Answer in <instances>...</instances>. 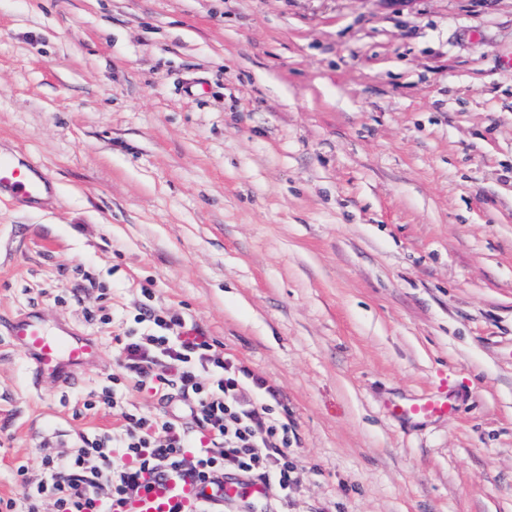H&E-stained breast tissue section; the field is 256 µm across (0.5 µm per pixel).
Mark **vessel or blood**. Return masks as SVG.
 Listing matches in <instances>:
<instances>
[{
	"label": "vessel or blood",
	"instance_id": "b4317fda",
	"mask_svg": "<svg viewBox=\"0 0 512 512\" xmlns=\"http://www.w3.org/2000/svg\"><path fill=\"white\" fill-rule=\"evenodd\" d=\"M49 184L47 174L34 161L22 162L0 157V194L13 193L29 199L43 196ZM12 344L28 360L35 380L67 381L73 371L97 364L101 357L99 343L89 336L61 328L48 329L41 315L26 313L8 326ZM454 411V398L448 389L447 376H438L428 395L395 405V415L409 420L444 417ZM265 487L233 477L219 479L216 485L199 484L178 475L153 479L149 489L126 506L127 512H197L199 502L219 503L239 499H262Z\"/></svg>",
	"mask_w": 512,
	"mask_h": 512
}]
</instances>
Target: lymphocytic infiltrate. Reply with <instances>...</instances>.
I'll use <instances>...</instances> for the list:
<instances>
[{
    "label": "lymphocytic infiltrate",
    "instance_id": "lymphocytic-infiltrate-1",
    "mask_svg": "<svg viewBox=\"0 0 512 512\" xmlns=\"http://www.w3.org/2000/svg\"><path fill=\"white\" fill-rule=\"evenodd\" d=\"M136 329L115 337L121 378L84 400L111 409L112 430L83 434L41 458L36 476L16 470L17 497L0 512H124L152 477L178 470L203 483L234 474L287 500L295 485L293 426L274 409L278 392L187 321L143 306ZM149 394L157 413L138 410L132 391Z\"/></svg>",
    "mask_w": 512,
    "mask_h": 512
}]
</instances>
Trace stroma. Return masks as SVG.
<instances>
[{
  "mask_svg": "<svg viewBox=\"0 0 512 512\" xmlns=\"http://www.w3.org/2000/svg\"><path fill=\"white\" fill-rule=\"evenodd\" d=\"M0 155L51 177L0 196V319L102 346L36 383L0 333V497L115 426L72 412L146 286L277 388L267 512H512V0H0ZM440 372L453 415L389 413Z\"/></svg>",
  "mask_w": 512,
  "mask_h": 512,
  "instance_id": "stroma-1",
  "label": "stroma"
}]
</instances>
